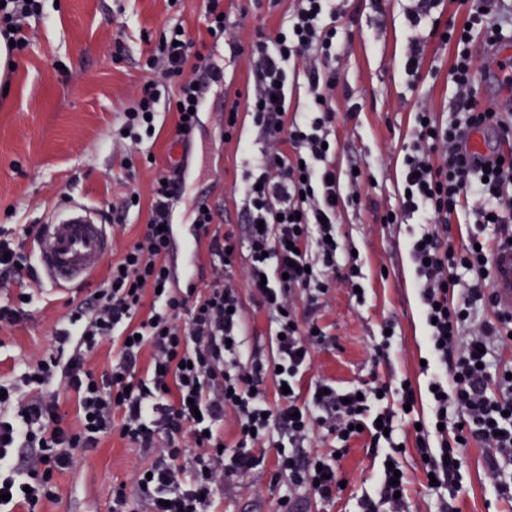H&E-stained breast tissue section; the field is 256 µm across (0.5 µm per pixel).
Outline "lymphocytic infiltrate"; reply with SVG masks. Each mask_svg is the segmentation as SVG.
Masks as SVG:
<instances>
[{"label":"lymphocytic infiltrate","mask_w":512,"mask_h":512,"mask_svg":"<svg viewBox=\"0 0 512 512\" xmlns=\"http://www.w3.org/2000/svg\"><path fill=\"white\" fill-rule=\"evenodd\" d=\"M342 0H293L274 31H257L238 45V22L224 11V0H207V39L176 27L163 28L144 67L150 77L139 86L123 113L115 137L140 152L152 138L161 113L183 123L176 141L188 144L197 129L202 105L200 82L212 68L210 45H237L248 61L244 100L226 105L224 135L241 142L239 114H247L259 144L246 158L234 187L245 223L244 237L216 231L215 210L195 206L192 224L204 245L211 277L206 286L183 281L174 263L173 208L180 197L185 165L170 163L151 184L148 206L126 192L112 199V216L125 221L145 211L142 235L126 243L107 265L94 292L72 302L54 331V344L35 356L25 370L0 383V512H42L61 499L58 474L69 470L76 453L99 448L119 437L139 449L147 462L133 484L112 486L108 512H213L226 485L255 471L262 453L274 447L275 471L287 477L289 495L280 512H295L301 498H335L341 479L333 449L310 451L319 432L335 439L368 432L399 444L395 408L416 398L411 381L339 391L318 379L307 400L296 390L313 355L325 343L316 318L336 285L352 286L350 275H337L341 245L337 217L359 204L364 174L336 169V38L344 15ZM498 0H472L461 26L447 30L458 51L452 68L456 96L452 118L440 122L427 108L415 115L405 145L402 185L408 194L382 223L422 224L407 241L414 265L421 314L427 321L426 367L432 398V423L414 411L403 416L416 426V450L424 455V473L459 492L465 448L478 443L493 449L487 475L499 495L512 496V378H491L492 341L512 345V316L495 312L488 282L496 278L492 255L512 242V156L481 164L466 149L471 131L506 129L494 103L476 109L469 91L474 69H485L487 47L503 37L501 23L484 30V50L471 46L470 26L484 13L497 14ZM42 13L41 0H0V39L10 42V57L23 55L25 28ZM302 66L308 98L288 106L290 64ZM348 193H341V184ZM481 199L468 242L455 247L451 220L469 198ZM495 235H484L487 223ZM42 229L26 226L25 238L0 234V333L14 331L31 316L39 283L25 241ZM475 280L463 296L454 289L462 274ZM263 309L277 335L275 355L249 350L244 339V295ZM305 316H297V301ZM493 310V319L476 320L475 309ZM115 353L108 370L97 371L92 358L103 345ZM272 376L288 393L268 399L261 384ZM395 394L396 405L383 397ZM76 402L75 421L61 411L62 396ZM232 421L233 454L221 449L224 423ZM453 430H444V422ZM286 444L276 443V436ZM406 477L383 470L378 498H364L361 512H402Z\"/></svg>","instance_id":"1"}]
</instances>
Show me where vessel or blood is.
Segmentation results:
<instances>
[{
  "label": "vessel or blood",
  "instance_id": "1",
  "mask_svg": "<svg viewBox=\"0 0 512 512\" xmlns=\"http://www.w3.org/2000/svg\"><path fill=\"white\" fill-rule=\"evenodd\" d=\"M112 241L105 225L80 203H72L44 224L37 258L46 279L58 287L87 281L110 256ZM497 274L494 288L497 308L512 313V246L494 254Z\"/></svg>",
  "mask_w": 512,
  "mask_h": 512
}]
</instances>
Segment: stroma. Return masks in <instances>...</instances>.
Here are the masks:
<instances>
[{"mask_svg":"<svg viewBox=\"0 0 512 512\" xmlns=\"http://www.w3.org/2000/svg\"><path fill=\"white\" fill-rule=\"evenodd\" d=\"M408 6V0H382L378 7L370 0L344 4L337 66L341 86L349 89L360 110L337 122V148L341 166L358 163L373 184L368 202L347 207L337 229L344 246L357 252L365 294L358 298L339 288L328 295L319 313L326 343L302 382L321 377L346 390L374 378L393 385L407 379L419 392L416 410L427 420L428 378L419 368L427 353L425 327L405 246L411 226L377 223L374 212L399 206L402 148L411 138L418 102H427L440 120L450 115L456 47L430 37V20L411 28ZM205 8L206 0H43L41 17L26 29V52L5 75L8 93L0 96V226L18 232L23 225L45 223L61 209L65 193L94 213L109 210L112 189L126 175L128 154L125 143L111 138L110 131L144 77L148 41L168 22L181 23L194 35L202 33ZM124 31L129 38L117 57L114 44ZM415 35L426 37L428 47L411 77L402 60ZM214 58L220 77L200 114L192 145L195 164L173 213L183 265L190 261L182 244L192 236L191 213L198 200L219 212L220 226L238 222L232 193L244 165L235 144L224 141L220 108L225 94L244 90L247 74L243 60L228 45L217 44ZM173 134L172 115H162L154 137L136 156L134 184L141 195H148L154 175L146 153L164 161ZM42 289L47 307L33 310L13 335L0 340V379L22 372L33 353L48 348L67 301L88 291L78 283L63 292L47 283ZM388 321L395 325L393 349L387 360L376 364L372 349ZM396 438L407 449L398 458L408 481L404 512H440L448 499L457 512H512V502L500 499L486 478V448H467L461 488L452 499L447 488L428 486L414 451V433L401 425ZM385 454V447L372 446L368 436L351 439L340 461L345 487L330 501L303 500L298 512H360L364 497L379 494ZM139 464L137 452L112 437L80 454L74 469L59 475L63 497L47 504L45 512H108L111 486L132 482ZM262 468V474L235 478L219 512H277L288 480L271 483L273 454H266Z\"/></svg>","mask_w":512,"mask_h":512,"instance_id":"obj_1","label":"stroma"}]
</instances>
